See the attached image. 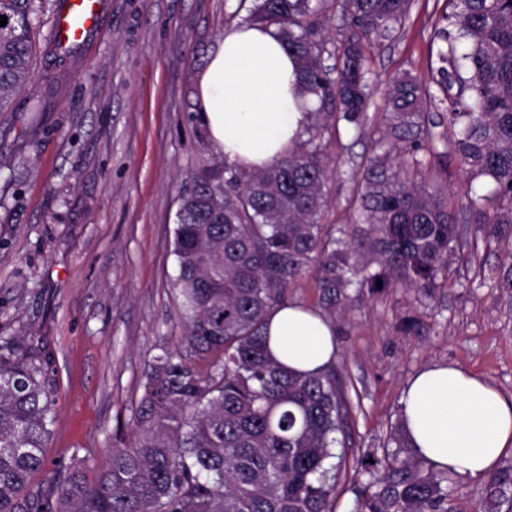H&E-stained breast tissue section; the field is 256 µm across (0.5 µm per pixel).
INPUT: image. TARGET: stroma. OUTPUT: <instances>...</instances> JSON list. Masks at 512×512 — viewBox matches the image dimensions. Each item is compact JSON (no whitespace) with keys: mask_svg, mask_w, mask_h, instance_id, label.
Returning <instances> with one entry per match:
<instances>
[{"mask_svg":"<svg viewBox=\"0 0 512 512\" xmlns=\"http://www.w3.org/2000/svg\"><path fill=\"white\" fill-rule=\"evenodd\" d=\"M253 0H101L103 27L87 48L56 54L55 13L33 35V73L0 112V336L32 345L55 391L46 464L30 489L52 487L75 463L106 469L132 436L142 374L158 347L182 345L173 254L176 211L190 174L224 166L198 110L197 77L227 26ZM443 0H414L394 38L373 42L379 81L408 71L431 81L445 42L433 30ZM326 225L355 220L354 172L380 153L376 136L328 128ZM420 151L414 182L444 187L458 209L467 177L455 158ZM453 257L443 288L350 292L334 323V362L354 406L360 448L381 447L409 380L448 363L512 396V298L477 279L503 251L479 243ZM420 322L404 335V316Z\"/></svg>","mask_w":512,"mask_h":512,"instance_id":"1","label":"stroma"}]
</instances>
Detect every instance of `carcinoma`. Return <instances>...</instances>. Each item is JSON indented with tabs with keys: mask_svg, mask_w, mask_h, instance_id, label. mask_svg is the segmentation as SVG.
Listing matches in <instances>:
<instances>
[{
	"mask_svg": "<svg viewBox=\"0 0 512 512\" xmlns=\"http://www.w3.org/2000/svg\"><path fill=\"white\" fill-rule=\"evenodd\" d=\"M34 0H0V111L30 79ZM413 0H338L336 76L326 77L315 0H254L247 21L276 27L300 68L316 114L358 133L374 81L365 43L390 38ZM436 36L463 43L442 58L447 114L430 121V86L408 72L385 82L384 137L412 152L447 124L445 143L468 175L460 212L437 189L409 184L376 154L360 173L358 209L370 225L373 273L348 247L353 231L320 223L327 168L313 140L265 170L192 173L176 214L174 255L184 322L182 347L159 349L144 372L134 440L112 448L94 482L78 466L61 484L23 494L45 465L55 395L43 367L16 336H0V512H335L342 465L353 460L351 512H448V472L412 449L402 419L382 449L352 448V406L332 364L299 373L269 354L268 314L316 266L320 306L342 309L354 285L376 294L403 285L426 295L473 237L506 243L482 278L512 296V0H449ZM382 286H377V281ZM340 449V453L333 449ZM337 463H331L332 459ZM512 467L489 476L483 512L512 499Z\"/></svg>",
	"mask_w": 512,
	"mask_h": 512,
	"instance_id": "obj_1",
	"label": "carcinoma"
}]
</instances>
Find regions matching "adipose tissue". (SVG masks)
Wrapping results in <instances>:
<instances>
[{
	"instance_id": "obj_1",
	"label": "adipose tissue",
	"mask_w": 512,
	"mask_h": 512,
	"mask_svg": "<svg viewBox=\"0 0 512 512\" xmlns=\"http://www.w3.org/2000/svg\"><path fill=\"white\" fill-rule=\"evenodd\" d=\"M199 110L217 149L237 167L258 172L302 136L312 96H301L298 63L275 27L235 23L224 31L198 76ZM272 356L291 369L315 371L334 358L336 329L317 309L296 302L268 319ZM402 412L416 454L436 469L480 479L512 455V397L483 377L436 364L409 381Z\"/></svg>"
}]
</instances>
